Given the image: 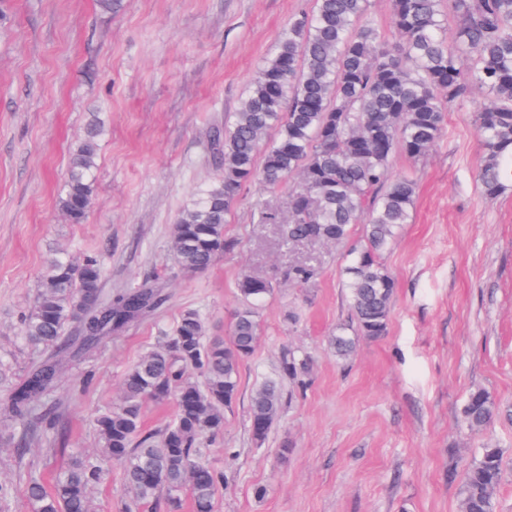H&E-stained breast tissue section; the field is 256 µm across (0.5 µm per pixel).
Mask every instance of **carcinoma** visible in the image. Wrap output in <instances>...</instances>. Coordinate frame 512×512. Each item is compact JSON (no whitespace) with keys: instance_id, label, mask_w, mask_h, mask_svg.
<instances>
[{"instance_id":"cac0c4a2","label":"carcinoma","mask_w":512,"mask_h":512,"mask_svg":"<svg viewBox=\"0 0 512 512\" xmlns=\"http://www.w3.org/2000/svg\"><path fill=\"white\" fill-rule=\"evenodd\" d=\"M391 34L368 18V0H316L311 14L288 24L265 58L241 107L224 131L216 132L220 177L184 208L172 227V252L179 272L207 271L237 248L224 224L243 187L258 179L288 191V217L263 205L257 224L282 225L288 244L338 246L364 225V244L353 247L342 269L352 322L329 337L336 359H349L360 338L386 335L394 279L382 253L410 223L416 181L390 180L395 153L425 156L445 129L447 112L474 87L490 94L476 115L484 154L479 180L484 194L499 195L512 179V0H391ZM275 137L266 138L269 131ZM104 127L92 120L71 151L58 206L66 220L86 218L96 190ZM310 264L288 267V280H314ZM102 256L73 257L52 250L32 306L21 321V339L40 351L19 379L0 356V388L18 435V458L28 451L36 423L48 430L56 417L44 399L58 384L73 346L88 348L119 334L166 302L162 290L145 282L103 297ZM274 291L272 281L243 272L230 336L209 334L204 316L183 311L122 376L119 402L97 414L98 447L58 471L51 488L26 472L0 481V512L19 494L31 512H92L91 490L117 465L130 502L147 512H174L182 497L192 512H215L224 474L206 460L205 438L224 431V415L241 396V366L260 336V310ZM77 335H67L69 326ZM311 359L283 349L273 373L250 394L249 433L264 444L284 405V383L304 384ZM171 400L175 411L162 429L146 431L143 406ZM504 409L484 389L471 391L462 418L480 431ZM502 483V449H482L465 473L460 512H495Z\"/></svg>"}]
</instances>
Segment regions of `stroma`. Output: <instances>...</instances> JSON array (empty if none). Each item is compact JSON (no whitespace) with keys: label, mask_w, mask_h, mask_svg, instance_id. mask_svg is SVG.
<instances>
[{"label":"stroma","mask_w":512,"mask_h":512,"mask_svg":"<svg viewBox=\"0 0 512 512\" xmlns=\"http://www.w3.org/2000/svg\"><path fill=\"white\" fill-rule=\"evenodd\" d=\"M314 0H0V355L22 376L36 354L20 339L51 247L103 255L110 295L152 280L165 304L66 366L47 403L65 443L40 433L24 458L0 409V480L50 475L96 446V415L112 406L128 367L157 346L180 313L199 310L229 335L242 271L270 278L261 336L241 368L240 399L208 461L224 473L219 512H459L460 484L484 445L503 450L496 512H512V418L473 433L461 410L475 388L512 409V186L485 197L472 89L448 112L419 160L394 155L390 175L412 176V221L381 260L396 288L388 332L360 339L339 362L327 341L349 316L345 248L284 245L254 207L287 213V191L248 184L224 234L239 240L206 272H178L171 252L180 211L219 175L213 134L240 104L263 60ZM104 120L97 188L84 223L58 207L70 151ZM317 260L304 287L289 265ZM308 352V386L295 392L262 448L249 431V395L285 346ZM264 496H256V487Z\"/></svg>","instance_id":"stroma-1"}]
</instances>
